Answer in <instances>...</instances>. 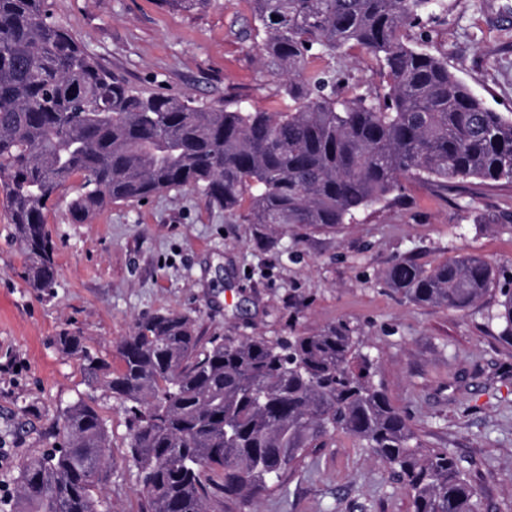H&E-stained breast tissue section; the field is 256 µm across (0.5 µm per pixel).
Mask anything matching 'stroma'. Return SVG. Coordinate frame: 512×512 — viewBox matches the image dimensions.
<instances>
[{
	"label": "stroma",
	"instance_id": "1",
	"mask_svg": "<svg viewBox=\"0 0 512 512\" xmlns=\"http://www.w3.org/2000/svg\"><path fill=\"white\" fill-rule=\"evenodd\" d=\"M512 0H444L425 29L428 50L491 109L512 113V23L493 25L489 6ZM53 17L85 49L133 86L204 106L243 97L269 112L288 107L281 77L246 38L250 0H210L196 12L160 0H47ZM342 70L361 90L380 78L369 54L311 59ZM80 177L59 190L46 214L57 248L51 293L30 288L28 258L0 206V500L50 448L55 419L69 404L93 401L106 423L112 464L102 484L104 512H140V482L127 457L121 400L91 385L79 357L55 336H82L113 369L118 346L138 318L181 312L203 336L315 333L348 324L377 360L375 380L430 446L446 448L480 492V512H512V346L497 338L498 291L454 311L394 293L384 273L399 258L424 268L477 255L512 284V184L409 181L393 204L369 207L349 224L312 230L294 224H242L197 193L173 190L146 202L112 204L87 223L69 219ZM499 215L488 223V215ZM258 512H410L406 489L350 436L286 470Z\"/></svg>",
	"mask_w": 512,
	"mask_h": 512
}]
</instances>
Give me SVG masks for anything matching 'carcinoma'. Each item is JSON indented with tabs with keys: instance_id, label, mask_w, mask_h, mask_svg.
Segmentation results:
<instances>
[{
	"instance_id": "cac0c4a2",
	"label": "carcinoma",
	"mask_w": 512,
	"mask_h": 512,
	"mask_svg": "<svg viewBox=\"0 0 512 512\" xmlns=\"http://www.w3.org/2000/svg\"><path fill=\"white\" fill-rule=\"evenodd\" d=\"M192 12L208 0H161ZM245 37H261L262 65L282 78L286 112L240 100L198 107L144 94L88 54L45 0H0V194L42 293L55 286L45 213L59 187L82 177L72 223L106 206L191 189L246 224H345L399 198L403 180L512 184V113L488 108L443 59L410 43L444 0H251ZM359 48L383 85L359 93L309 59ZM497 269L467 256L425 269L409 259L388 287L430 306L466 310L496 285ZM499 338L512 343V289H498ZM88 381L127 404L128 456L141 512H207L274 492L275 472L337 432L351 436L404 484L411 512H479L460 458L429 447L374 382V361L347 324L316 333L204 339L194 320L142 317L111 365L67 332ZM53 447L17 477L8 512H101L110 462L107 428L79 399L59 416Z\"/></svg>"
}]
</instances>
